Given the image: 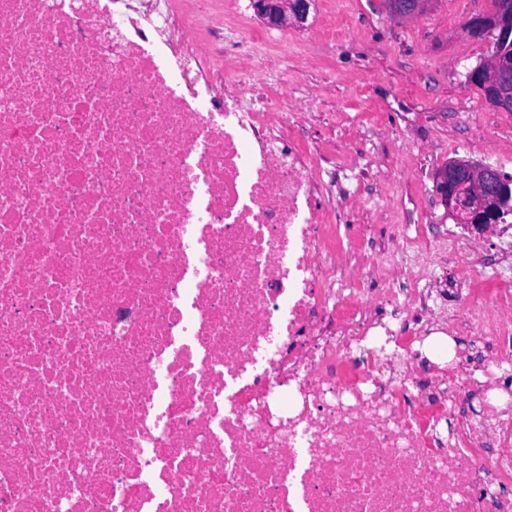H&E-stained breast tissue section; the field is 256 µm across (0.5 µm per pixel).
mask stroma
I'll list each match as a JSON object with an SVG mask.
<instances>
[{
	"label": "stroma",
	"mask_w": 512,
	"mask_h": 512,
	"mask_svg": "<svg viewBox=\"0 0 512 512\" xmlns=\"http://www.w3.org/2000/svg\"><path fill=\"white\" fill-rule=\"evenodd\" d=\"M196 0H171L175 14L193 16L197 57L224 58V12L199 15ZM492 0H430L424 12L395 19L385 0H313L303 26L272 50L289 61L283 84L295 109L309 113L305 136L336 160L364 155L362 197L376 211L360 223L408 222L447 236L454 216L435 190L448 160L486 163L485 145L512 176V112L489 104L467 80L492 54L490 37L473 39L464 23L491 14Z\"/></svg>",
	"instance_id": "stroma-1"
}]
</instances>
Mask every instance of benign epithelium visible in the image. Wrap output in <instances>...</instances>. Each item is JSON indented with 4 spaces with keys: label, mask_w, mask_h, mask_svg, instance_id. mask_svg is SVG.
Masks as SVG:
<instances>
[{
    "label": "benign epithelium",
    "mask_w": 512,
    "mask_h": 512,
    "mask_svg": "<svg viewBox=\"0 0 512 512\" xmlns=\"http://www.w3.org/2000/svg\"><path fill=\"white\" fill-rule=\"evenodd\" d=\"M429 0H387L390 15L405 18L423 12ZM258 15L271 27L302 24L308 15L310 0H254ZM479 76L493 89V106L512 110V72L501 68L497 55H492ZM502 176L490 166L465 160H451L438 173L436 192L445 208L460 217L467 228L481 234L487 220L512 207V201L500 192Z\"/></svg>",
    "instance_id": "benign-epithelium-1"
}]
</instances>
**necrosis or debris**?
<instances>
[{
  "label": "necrosis or debris",
  "instance_id": "necrosis-or-debris-1",
  "mask_svg": "<svg viewBox=\"0 0 512 512\" xmlns=\"http://www.w3.org/2000/svg\"><path fill=\"white\" fill-rule=\"evenodd\" d=\"M130 8L0 0V512H512V241L357 223L271 32L194 75Z\"/></svg>",
  "mask_w": 512,
  "mask_h": 512
}]
</instances>
